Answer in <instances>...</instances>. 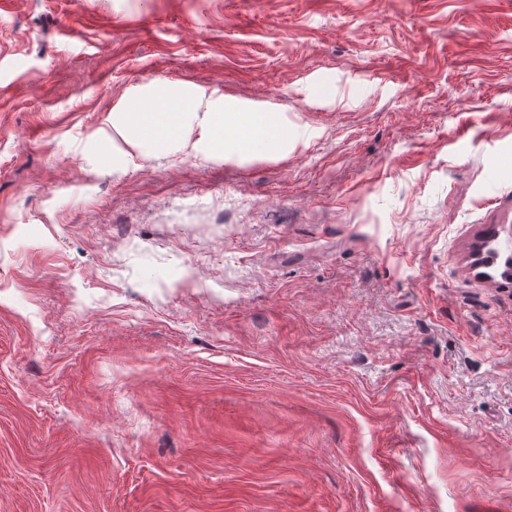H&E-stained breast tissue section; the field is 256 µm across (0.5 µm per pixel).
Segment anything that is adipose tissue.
I'll list each match as a JSON object with an SVG mask.
<instances>
[{"label":"adipose tissue","instance_id":"ef3b65f1","mask_svg":"<svg viewBox=\"0 0 512 512\" xmlns=\"http://www.w3.org/2000/svg\"><path fill=\"white\" fill-rule=\"evenodd\" d=\"M194 91L170 93L167 99L148 90L133 102L117 109L115 129L126 135L138 151L162 150L183 141L192 121L188 117L196 109ZM209 127L205 159L221 160L228 156L256 157V144H268V156L287 152L293 136L279 113L242 100L222 99L208 106Z\"/></svg>","mask_w":512,"mask_h":512}]
</instances>
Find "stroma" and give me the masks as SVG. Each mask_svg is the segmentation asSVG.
Wrapping results in <instances>:
<instances>
[{
  "label": "stroma",
  "mask_w": 512,
  "mask_h": 512,
  "mask_svg": "<svg viewBox=\"0 0 512 512\" xmlns=\"http://www.w3.org/2000/svg\"><path fill=\"white\" fill-rule=\"evenodd\" d=\"M154 80L295 142L127 150ZM489 240L512 0H0V512H512ZM209 127L207 144L202 152L205 159L224 160L227 156L269 158L288 152L294 139L288 123L278 112L242 100L223 98L208 105ZM233 131L229 136L228 131ZM267 143L269 149L256 151L254 144Z\"/></svg>",
  "instance_id": "obj_1"
}]
</instances>
